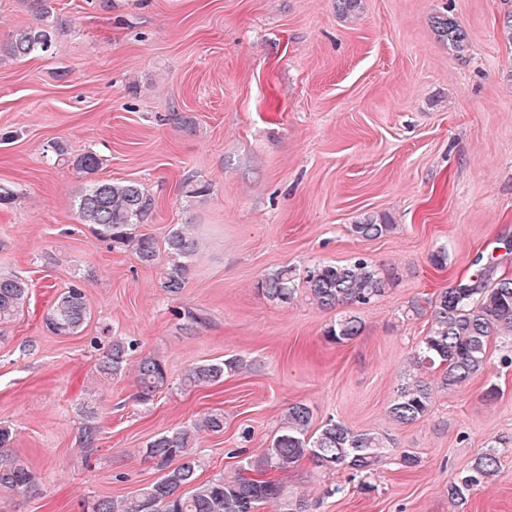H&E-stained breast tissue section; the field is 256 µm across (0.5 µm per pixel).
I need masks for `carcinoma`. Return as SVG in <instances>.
<instances>
[{"label": "carcinoma", "instance_id": "carcinoma-1", "mask_svg": "<svg viewBox=\"0 0 512 512\" xmlns=\"http://www.w3.org/2000/svg\"><path fill=\"white\" fill-rule=\"evenodd\" d=\"M33 22L11 31L0 42V58L23 60L48 52L64 30L63 19L52 7V0H25ZM435 28L448 53L460 57L469 52L464 30L445 17L435 20ZM59 160L82 176H93L103 159L93 151L71 157L61 143L55 146ZM154 198L139 183L95 179L80 194L77 219L93 226L97 235L112 247L129 249L144 265L164 263L161 287L178 296L185 287L189 262L199 248L192 225L172 229L159 246L146 234L135 233L136 226L152 215ZM396 229L387 216L362 213L351 225V232L362 239L386 236ZM473 270L459 275L430 297L408 303L403 314L408 319L426 318L424 335L410 356L409 373L395 392L389 414L399 424H411L429 413L434 392L464 386L484 372L492 358L493 339L502 340L499 365L512 368V276L499 272L492 257L478 256ZM390 278L371 261L357 258L347 264L314 263L303 268L283 265L263 275L259 292L268 300L288 304L299 294L321 308L359 307L382 296ZM28 284L15 273H0V323L13 320L28 298ZM90 318L85 291L79 283L70 285L51 304L45 315L47 328L55 335L79 334ZM361 319L346 313L325 331L338 344L360 335ZM136 344L114 340L96 365L103 379L123 372ZM245 367L239 358L196 364L184 373V385L199 388L214 384L224 375ZM437 375L436 383L427 374ZM163 364L150 356L136 366L134 398L152 402L165 386ZM312 412L304 403H293L283 412L280 432L249 464L250 474L218 475L201 478L203 462L193 451L202 432L224 429V414L208 412L189 427L172 429L147 444L144 455L161 476L154 482L119 497H104L90 512H258L267 502L279 512H309L307 499L294 491L278 475L288 472L303 460L326 470H347L354 477L368 478L387 458L391 438L377 431H356L342 421L329 419L311 431ZM99 427L96 413L85 412L79 435L81 448L92 453ZM13 429L0 424V499L26 497L40 490L35 471L12 453ZM499 458L490 452L476 457L469 470L448 484V500L457 505L467 494L498 472Z\"/></svg>", "mask_w": 512, "mask_h": 512}]
</instances>
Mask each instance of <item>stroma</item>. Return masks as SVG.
<instances>
[{"instance_id":"obj_1","label":"stroma","mask_w":512,"mask_h":512,"mask_svg":"<svg viewBox=\"0 0 512 512\" xmlns=\"http://www.w3.org/2000/svg\"><path fill=\"white\" fill-rule=\"evenodd\" d=\"M70 25L48 53L0 60V271L29 297L0 324V423L41 491L0 512H82L155 481L143 451L159 434L211 410L224 429L197 441L205 475L257 458L289 404L312 425L340 420L392 440L374 487L302 461L290 485L314 512H512V369L491 363L430 413L394 422L389 405L425 322L408 302L470 271L480 254L512 275V44L499 34L512 0H361L358 18L336 0H53ZM467 33L449 55L432 22ZM192 117L183 127L179 116ZM95 151L100 177L142 184L156 206L139 230L164 241L193 225L200 247L173 297L162 268L110 248L76 219L88 180L58 164L53 146ZM210 184L202 197L190 186ZM364 212L395 229L367 240L350 231ZM448 264L430 262L439 246ZM363 256L393 273L386 293L357 309L364 328L336 344L325 328L340 308L305 295L277 304L257 291L281 266L344 264ZM85 287L84 331L58 336L45 314L73 282ZM192 319H185V312ZM136 341L167 370L152 404L134 402V374L94 365L113 340ZM229 357L246 370L185 389L188 367ZM496 384L489 400L484 391ZM100 426L79 449L81 411ZM492 450L497 477L451 508L447 487ZM420 464H393L402 452Z\"/></svg>"}]
</instances>
